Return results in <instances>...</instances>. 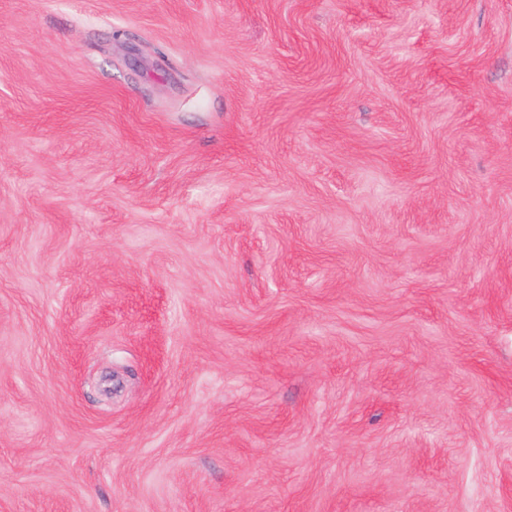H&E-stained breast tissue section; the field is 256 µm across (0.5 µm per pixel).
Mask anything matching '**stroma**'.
Segmentation results:
<instances>
[{"label":"stroma","mask_w":512,"mask_h":512,"mask_svg":"<svg viewBox=\"0 0 512 512\" xmlns=\"http://www.w3.org/2000/svg\"><path fill=\"white\" fill-rule=\"evenodd\" d=\"M0 512H512V0H0Z\"/></svg>","instance_id":"obj_1"}]
</instances>
